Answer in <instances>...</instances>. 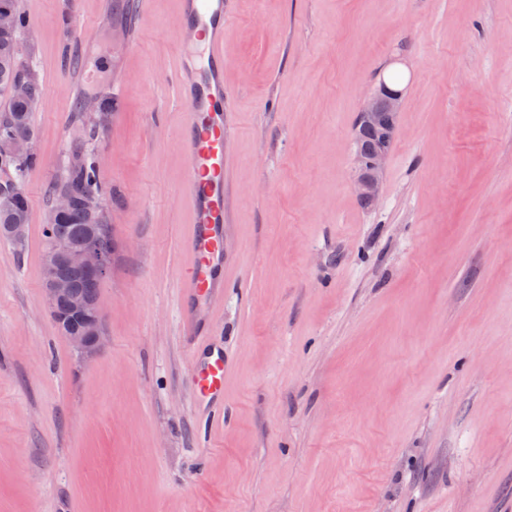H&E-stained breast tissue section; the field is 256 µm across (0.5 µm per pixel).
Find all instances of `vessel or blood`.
I'll return each mask as SVG.
<instances>
[{"label": "vessel or blood", "instance_id": "1", "mask_svg": "<svg viewBox=\"0 0 512 512\" xmlns=\"http://www.w3.org/2000/svg\"><path fill=\"white\" fill-rule=\"evenodd\" d=\"M183 26L199 31L207 55L198 63L188 48H181L183 71L193 73L194 82L182 92L186 112L182 148L187 160L184 190L193 213L188 249L194 262L183 278L182 289L190 298L200 299L222 287L216 261L224 252V96L212 87L215 74L224 70V20L233 10V0H184ZM203 402L224 399V353L210 351L201 360L196 376Z\"/></svg>", "mask_w": 512, "mask_h": 512}]
</instances>
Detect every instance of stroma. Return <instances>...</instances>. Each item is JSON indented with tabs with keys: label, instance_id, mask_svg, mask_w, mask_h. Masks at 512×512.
<instances>
[{
	"label": "stroma",
	"instance_id": "35a3bbf8",
	"mask_svg": "<svg viewBox=\"0 0 512 512\" xmlns=\"http://www.w3.org/2000/svg\"><path fill=\"white\" fill-rule=\"evenodd\" d=\"M18 5L42 92L28 234L0 239V512H512V0H236L224 291L196 302L198 336L179 0ZM382 80L404 98L368 208L353 129ZM78 146L112 226L90 358L42 281ZM196 384L201 401L209 404L224 400V351H210L200 361Z\"/></svg>",
	"mask_w": 512,
	"mask_h": 512
}]
</instances>
